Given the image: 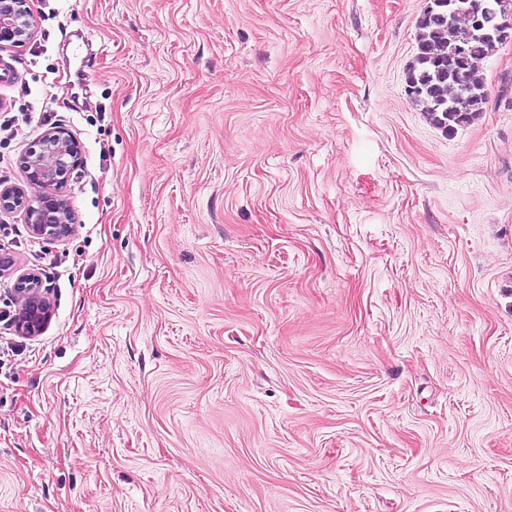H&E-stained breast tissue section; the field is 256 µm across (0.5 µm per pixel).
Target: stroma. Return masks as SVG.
<instances>
[{"label":"stroma","instance_id":"obj_1","mask_svg":"<svg viewBox=\"0 0 512 512\" xmlns=\"http://www.w3.org/2000/svg\"><path fill=\"white\" fill-rule=\"evenodd\" d=\"M429 4L31 0L0 114L82 161L66 241L0 211V512H512V41L436 127ZM21 308L17 317V331L21 336L40 334L52 317V305L42 279L35 272L20 274L14 284Z\"/></svg>","mask_w":512,"mask_h":512}]
</instances>
